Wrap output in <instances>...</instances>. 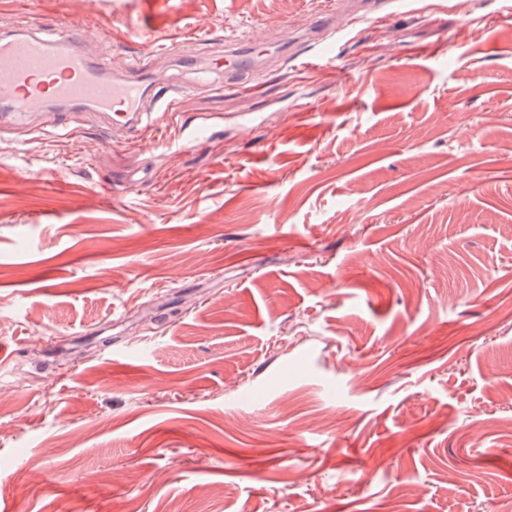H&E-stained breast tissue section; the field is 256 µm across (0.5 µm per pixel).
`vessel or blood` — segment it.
Masks as SVG:
<instances>
[{
    "mask_svg": "<svg viewBox=\"0 0 512 512\" xmlns=\"http://www.w3.org/2000/svg\"><path fill=\"white\" fill-rule=\"evenodd\" d=\"M79 45L72 25L62 36L28 29L0 33V128L28 131L36 116L45 115L51 133L70 132L81 121L102 128L124 125L135 133L161 125L185 91L151 70L153 61L168 55L166 46L156 47L151 56L134 57L127 74L112 75L85 57ZM281 53L275 43L244 45L235 38L226 41L223 55L206 57V70L228 85L256 83L267 72V60Z\"/></svg>",
    "mask_w": 512,
    "mask_h": 512,
    "instance_id": "1",
    "label": "vessel or blood"
}]
</instances>
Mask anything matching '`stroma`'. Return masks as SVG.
<instances>
[{
  "label": "stroma",
  "instance_id": "35a3bbf8",
  "mask_svg": "<svg viewBox=\"0 0 512 512\" xmlns=\"http://www.w3.org/2000/svg\"><path fill=\"white\" fill-rule=\"evenodd\" d=\"M335 5L0 0L112 71L288 48L136 140L0 131V512H512V0L304 69Z\"/></svg>",
  "mask_w": 512,
  "mask_h": 512
}]
</instances>
